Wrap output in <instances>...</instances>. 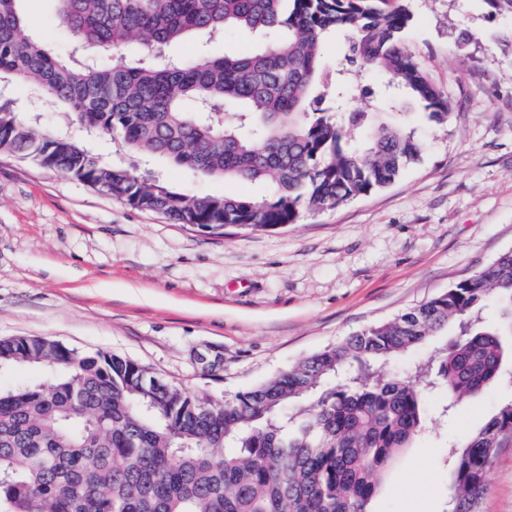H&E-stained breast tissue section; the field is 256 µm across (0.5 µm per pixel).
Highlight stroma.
<instances>
[{
    "label": "stroma",
    "mask_w": 512,
    "mask_h": 512,
    "mask_svg": "<svg viewBox=\"0 0 512 512\" xmlns=\"http://www.w3.org/2000/svg\"><path fill=\"white\" fill-rule=\"evenodd\" d=\"M405 33L448 96L446 122L398 115L423 150L389 186L294 224L211 235L132 208L74 178L0 154V337L43 336L131 359L224 401L298 359L385 322L512 250V17L480 0H407ZM28 33L56 46L55 0H23ZM105 161L199 195L265 194L87 138ZM512 398L503 379L431 423L378 476L370 512H445L449 443ZM481 512H512V443Z\"/></svg>",
    "instance_id": "obj_1"
}]
</instances>
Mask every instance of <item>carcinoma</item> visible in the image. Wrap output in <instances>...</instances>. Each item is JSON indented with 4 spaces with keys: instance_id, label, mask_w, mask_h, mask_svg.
<instances>
[{
    "instance_id": "1",
    "label": "carcinoma",
    "mask_w": 512,
    "mask_h": 512,
    "mask_svg": "<svg viewBox=\"0 0 512 512\" xmlns=\"http://www.w3.org/2000/svg\"><path fill=\"white\" fill-rule=\"evenodd\" d=\"M22 0H0V83L70 112L85 133L203 176L260 181V198L197 195L116 166L0 100V152L62 172L133 208L221 234L266 231L385 187L418 160L414 131L347 110L321 45L346 36L345 63L394 90L390 113L432 119L450 102L404 43L389 0H56L63 55L28 36ZM227 29L252 52L163 58ZM139 43L138 57L122 50ZM498 311L483 320L482 303ZM454 338L408 372L390 358L443 331ZM512 251L397 317L313 353L222 404L117 354L40 336L0 338V372L43 366L49 385L0 387V512H370L374 476L442 415L483 393L512 358ZM512 440V399L448 449V512H481L488 471Z\"/></svg>"
}]
</instances>
